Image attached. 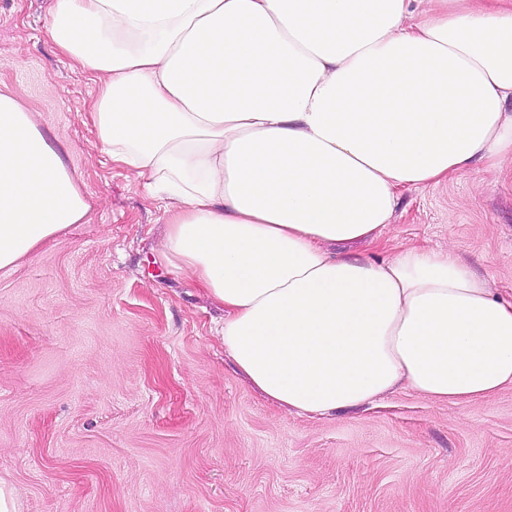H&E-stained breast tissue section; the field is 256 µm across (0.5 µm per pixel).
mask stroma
I'll return each instance as SVG.
<instances>
[{
  "instance_id": "stroma-1",
  "label": "stroma",
  "mask_w": 512,
  "mask_h": 512,
  "mask_svg": "<svg viewBox=\"0 0 512 512\" xmlns=\"http://www.w3.org/2000/svg\"><path fill=\"white\" fill-rule=\"evenodd\" d=\"M50 4L0 0V92L100 204L0 270V480L19 512H512V388L310 419L241 378L223 311L154 264L164 213L98 143ZM385 237L359 254L451 247L511 297L512 160L403 189Z\"/></svg>"
}]
</instances>
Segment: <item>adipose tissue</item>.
I'll list each match as a JSON object with an SVG mask.
<instances>
[{
  "instance_id": "obj_1",
  "label": "adipose tissue",
  "mask_w": 512,
  "mask_h": 512,
  "mask_svg": "<svg viewBox=\"0 0 512 512\" xmlns=\"http://www.w3.org/2000/svg\"><path fill=\"white\" fill-rule=\"evenodd\" d=\"M52 0L103 150L166 217L155 254L224 310L264 397L321 417L407 387H512V299L454 250L371 261L402 189L512 158V0ZM96 204L0 93V269Z\"/></svg>"
}]
</instances>
